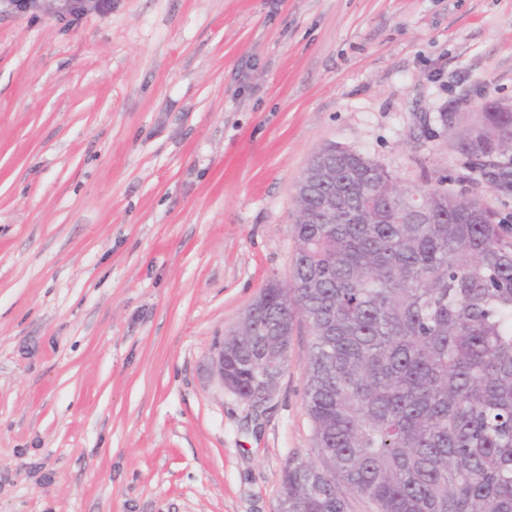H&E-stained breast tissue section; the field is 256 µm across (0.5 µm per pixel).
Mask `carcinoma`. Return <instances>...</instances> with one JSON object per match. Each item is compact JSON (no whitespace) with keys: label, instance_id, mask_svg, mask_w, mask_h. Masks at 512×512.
<instances>
[{"label":"carcinoma","instance_id":"obj_1","mask_svg":"<svg viewBox=\"0 0 512 512\" xmlns=\"http://www.w3.org/2000/svg\"><path fill=\"white\" fill-rule=\"evenodd\" d=\"M511 131L512 110L490 102L454 143L505 198ZM332 166L298 201L293 282L269 284L224 341V383L249 401L266 367L285 368L269 324L308 330L304 406L328 466L288 459L281 503L346 512L341 481L377 512H512V227L349 150Z\"/></svg>","mask_w":512,"mask_h":512}]
</instances>
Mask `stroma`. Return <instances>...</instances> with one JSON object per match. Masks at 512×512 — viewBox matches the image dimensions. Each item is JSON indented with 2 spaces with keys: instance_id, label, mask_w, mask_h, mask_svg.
<instances>
[{
  "instance_id": "1",
  "label": "stroma",
  "mask_w": 512,
  "mask_h": 512,
  "mask_svg": "<svg viewBox=\"0 0 512 512\" xmlns=\"http://www.w3.org/2000/svg\"><path fill=\"white\" fill-rule=\"evenodd\" d=\"M66 2L0 0V512H278L306 329L259 407L216 348L328 143L512 224L441 120L512 105V0Z\"/></svg>"
}]
</instances>
